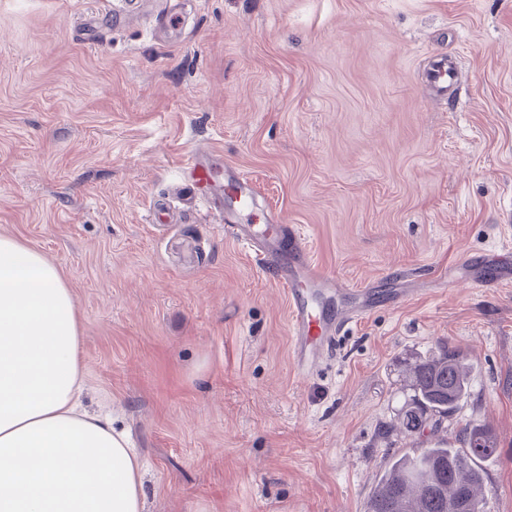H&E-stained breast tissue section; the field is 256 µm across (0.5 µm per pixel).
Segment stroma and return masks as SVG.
<instances>
[{"label": "stroma", "mask_w": 512, "mask_h": 512, "mask_svg": "<svg viewBox=\"0 0 512 512\" xmlns=\"http://www.w3.org/2000/svg\"><path fill=\"white\" fill-rule=\"evenodd\" d=\"M449 55L460 88L433 100ZM221 152L374 308L300 374L288 298L180 173ZM0 234L58 268L82 402L144 463V512H365L400 446L397 364L474 366L486 512H512V0H0ZM455 58H441L432 64L426 72V85L429 94L435 98L448 99L454 95ZM511 247L504 248L503 254H510ZM497 256L489 258L487 255H480L479 260H472L467 265L473 269V286L476 288H489L498 283L501 278L510 270V263L507 257Z\"/></svg>", "instance_id": "stroma-1"}]
</instances>
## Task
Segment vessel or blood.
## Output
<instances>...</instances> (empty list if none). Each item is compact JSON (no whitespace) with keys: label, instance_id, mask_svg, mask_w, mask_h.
I'll return each instance as SVG.
<instances>
[{"label":"vessel or blood","instance_id":"b4317fda","mask_svg":"<svg viewBox=\"0 0 512 512\" xmlns=\"http://www.w3.org/2000/svg\"><path fill=\"white\" fill-rule=\"evenodd\" d=\"M455 70L456 60L452 57L432 64L426 72L430 95L440 99L454 95ZM216 158V153L210 152L187 160L185 169L192 192L223 211L225 232L251 249L286 289L293 360L300 372H311L319 362L325 342L337 328L362 317L369 307L364 304L356 309H325L326 300L349 295V288L314 263L296 226L275 223L260 229L250 225L255 207L253 182L239 168L220 166ZM470 266L474 286L489 288L512 269V262L504 256L483 255L471 261Z\"/></svg>","mask_w":512,"mask_h":512}]
</instances>
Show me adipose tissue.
<instances>
[{
  "mask_svg": "<svg viewBox=\"0 0 512 512\" xmlns=\"http://www.w3.org/2000/svg\"><path fill=\"white\" fill-rule=\"evenodd\" d=\"M73 293L40 251L0 235V512H144L143 464L78 408Z\"/></svg>",
  "mask_w": 512,
  "mask_h": 512,
  "instance_id": "obj_1",
  "label": "adipose tissue"
}]
</instances>
